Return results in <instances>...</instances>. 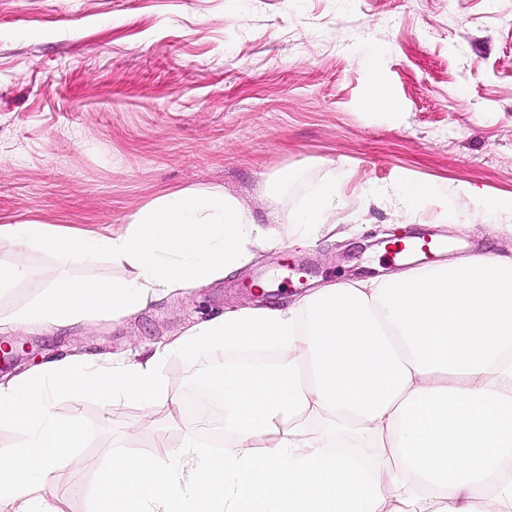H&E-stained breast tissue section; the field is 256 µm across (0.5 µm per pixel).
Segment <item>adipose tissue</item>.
<instances>
[{
	"label": "adipose tissue",
	"mask_w": 512,
	"mask_h": 512,
	"mask_svg": "<svg viewBox=\"0 0 512 512\" xmlns=\"http://www.w3.org/2000/svg\"><path fill=\"white\" fill-rule=\"evenodd\" d=\"M335 184L289 222L331 231ZM15 259L0 288L28 279L29 250L73 263L126 266L111 282L51 283L15 328L95 315L118 319L246 265L277 233L223 192L164 191L107 235L38 220L0 224ZM277 363L225 369L224 453L195 433L161 454L112 458L94 512H512V259L474 256L384 280L339 282L285 307H244L191 327L143 361L63 359L0 382V502L65 512L58 460L80 447L57 398L95 396L103 410L168 400L170 354L265 350Z\"/></svg>",
	"instance_id": "ef3b65f1"
}]
</instances>
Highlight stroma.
<instances>
[{
	"label": "stroma",
	"mask_w": 512,
	"mask_h": 512,
	"mask_svg": "<svg viewBox=\"0 0 512 512\" xmlns=\"http://www.w3.org/2000/svg\"><path fill=\"white\" fill-rule=\"evenodd\" d=\"M378 79L389 109L368 108ZM289 171L286 207L263 184ZM336 183L335 233L299 240L287 223ZM417 185L425 194L409 197ZM212 189L257 223L279 213V245L184 296L112 321L14 332L8 318L64 278L123 268L31 251L33 275L0 290V344L30 342L14 378L78 356H150L191 325L309 289L471 256L512 258V0H0V224L36 219L107 234L158 193ZM479 191L480 200L465 189ZM432 231L425 258L374 254L373 238ZM225 360L171 354L172 399ZM81 447L59 461L66 512H90L112 455L180 447L193 420L171 402L104 414L95 397L54 404Z\"/></svg>",
	"instance_id": "35a3bbf8"
}]
</instances>
